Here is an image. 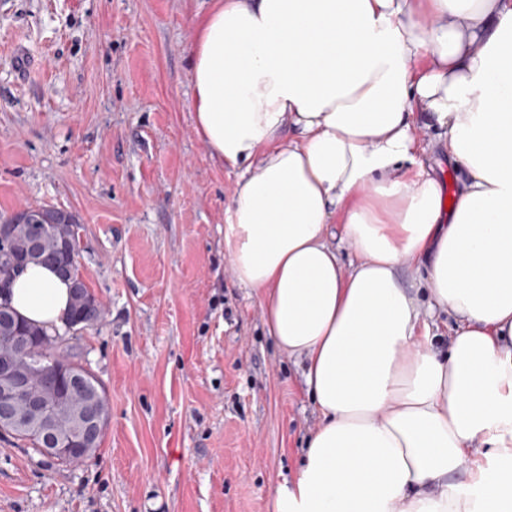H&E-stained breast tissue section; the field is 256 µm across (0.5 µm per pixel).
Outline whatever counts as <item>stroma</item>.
<instances>
[{
  "mask_svg": "<svg viewBox=\"0 0 512 512\" xmlns=\"http://www.w3.org/2000/svg\"><path fill=\"white\" fill-rule=\"evenodd\" d=\"M208 0H0V219L79 220L102 319L70 335L99 381L97 453L51 462L0 434V512H270L319 414L303 365L232 275L237 169L193 129Z\"/></svg>",
  "mask_w": 512,
  "mask_h": 512,
  "instance_id": "stroma-1",
  "label": "stroma"
}]
</instances>
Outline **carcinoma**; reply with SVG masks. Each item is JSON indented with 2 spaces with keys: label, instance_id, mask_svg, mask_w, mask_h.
I'll return each instance as SVG.
<instances>
[{
  "label": "carcinoma",
  "instance_id": "cac0c4a2",
  "mask_svg": "<svg viewBox=\"0 0 512 512\" xmlns=\"http://www.w3.org/2000/svg\"><path fill=\"white\" fill-rule=\"evenodd\" d=\"M17 224L12 242L6 248H0V281L12 280L15 270L23 268L27 263H48L62 259L76 262L79 248L78 221L70 212L30 206L7 218ZM41 239L40 250L36 255L29 253L32 235ZM103 314L102 306L96 296L89 290L86 283L74 274L72 298L67 321H76L87 326L100 321ZM19 326L24 335L28 336L31 356L43 357L55 363H72L69 338L60 334L59 329L48 331L38 325L18 318ZM92 406L83 394L78 393L67 403L57 407L54 414L63 430L71 426L70 414Z\"/></svg>",
  "mask_w": 512,
  "mask_h": 512
}]
</instances>
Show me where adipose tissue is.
Returning <instances> with one entry per match:
<instances>
[{"instance_id":"1","label":"adipose tissue","mask_w":512,"mask_h":512,"mask_svg":"<svg viewBox=\"0 0 512 512\" xmlns=\"http://www.w3.org/2000/svg\"><path fill=\"white\" fill-rule=\"evenodd\" d=\"M190 85L243 169L232 274L320 414L271 512H512V0H210ZM433 125L449 200L417 160ZM69 298L37 264L9 292L46 327Z\"/></svg>"}]
</instances>
